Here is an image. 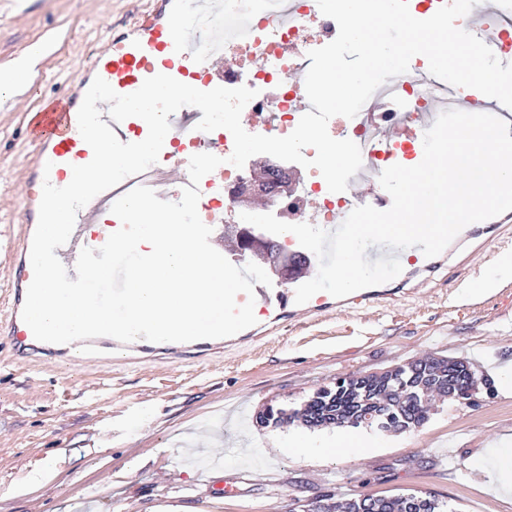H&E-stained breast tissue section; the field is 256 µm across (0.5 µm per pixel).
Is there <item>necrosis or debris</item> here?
<instances>
[{
	"label": "necrosis or debris",
	"mask_w": 512,
	"mask_h": 512,
	"mask_svg": "<svg viewBox=\"0 0 512 512\" xmlns=\"http://www.w3.org/2000/svg\"><path fill=\"white\" fill-rule=\"evenodd\" d=\"M223 24L231 31L240 25L245 28L244 36L232 33L225 46L239 48L246 59L261 62L247 74L237 65L224 71L225 87L245 85L257 91L242 111L243 128L251 129L253 113L269 112L274 116L271 133L289 135L304 113L299 98L309 67V45L332 40L337 23L321 13L317 0H294L293 16L286 22L267 7L266 0H224ZM456 25L470 32L479 25L493 31L489 46L495 56L512 58V5L503 13H487L482 5H474L472 15L458 19ZM469 95V89L439 79L416 81L399 75L382 85L364 109L371 112L385 106L392 112H431L437 98ZM351 205L349 198L329 191L319 170L313 168L291 195L275 200L273 208L292 223L330 224Z\"/></svg>",
	"instance_id": "1"
}]
</instances>
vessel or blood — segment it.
Wrapping results in <instances>:
<instances>
[{
	"label": "vessel or blood",
	"mask_w": 512,
	"mask_h": 512,
	"mask_svg": "<svg viewBox=\"0 0 512 512\" xmlns=\"http://www.w3.org/2000/svg\"><path fill=\"white\" fill-rule=\"evenodd\" d=\"M194 10L198 16L210 19L211 27L200 28L181 15H172L167 21L143 28L139 37L117 43L103 56L96 57L91 69L119 94L126 95L137 91L143 82L162 73L185 81L186 72L183 63L186 59L203 56L210 70L209 77L202 83L203 90L218 87L214 75L224 69V30L216 26L215 21L224 14V0H194ZM81 98L71 96L48 102L33 114L30 120L31 132L36 144V168L48 170L50 182L57 187L66 186L72 179V168L88 163L92 150L83 140L77 124V113ZM202 116L201 110L189 106L169 115L172 137L165 140L162 156H170L179 146L202 147L203 151L223 156L224 135L220 132H203L196 125ZM358 122L371 128L370 140L360 145L362 156L369 157L381 146H401L409 165H417L423 158V139L420 129L430 128L436 119L435 113H423L418 123H411L408 113L397 112L392 122L379 123L373 112H361L356 116ZM121 142H139L146 138L148 126L138 117H130L111 125ZM186 187L190 184L188 166L177 163L163 170L156 195L159 199H168L170 185ZM128 182L104 191L79 210L74 230L68 242L56 248L55 253L68 271L69 279H76L75 265L79 252L88 247H102L108 237L120 226V220L112 213L113 203L129 192ZM512 223V210L507 211L502 220L486 224L473 223L465 227L444 253L436 257H425L420 248L409 247L392 251L387 247H369L366 256L374 261L379 258L398 257L402 267L408 268L410 277H429L437 268L443 266L449 256L462 249L467 242L486 240L487 236L498 232L502 225ZM33 240L31 229H24L20 238L21 259L18 276L11 285L7 301V313L0 317V343L5 344L11 358L37 365L44 359L65 357L70 353L68 345L41 342L35 339L30 328L22 321L21 311L27 289L33 278L30 262V250ZM274 252H287L298 262L301 268L317 266L318 260L310 251L300 246L296 236L281 240L280 236H270ZM302 280L292 276L287 287L255 285V305L267 315L287 312L289 317L298 318L307 313L332 314L359 303L384 302L388 293L382 288H366L344 298H329L321 291L305 304L295 302V291ZM97 352L94 362L108 366L115 361L138 362L151 355L162 361H175L195 353L200 362H207L210 355L223 347L220 339H203L187 343H153L143 339L123 344L110 337L93 339Z\"/></svg>",
	"instance_id": "b4317fda"
}]
</instances>
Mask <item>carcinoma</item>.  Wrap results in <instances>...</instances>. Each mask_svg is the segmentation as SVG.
Masks as SVG:
<instances>
[{
    "instance_id": "carcinoma-1",
    "label": "carcinoma",
    "mask_w": 512,
    "mask_h": 512,
    "mask_svg": "<svg viewBox=\"0 0 512 512\" xmlns=\"http://www.w3.org/2000/svg\"><path fill=\"white\" fill-rule=\"evenodd\" d=\"M477 380L476 374L457 366L455 360L431 356L370 382L344 378L333 388L318 390L297 410H271L270 422H297L309 429L334 425L401 433L428 420L432 406L424 400L425 392L450 383L465 392ZM367 410L381 413L380 424L368 425L362 420ZM317 512H448V507L430 495L415 493L336 501L329 496Z\"/></svg>"
}]
</instances>
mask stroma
Wrapping results in <instances>:
<instances>
[{
	"mask_svg": "<svg viewBox=\"0 0 512 512\" xmlns=\"http://www.w3.org/2000/svg\"><path fill=\"white\" fill-rule=\"evenodd\" d=\"M192 0H0V66L27 61L26 82L0 103V299L34 195L36 145L29 119L73 94L75 79L114 41L132 38ZM512 255V233L495 237L426 285L382 304L306 322L282 320L250 344L224 348L207 365L141 362L106 372L47 360L37 369L0 353V512H290L338 498L430 493L451 512H512V494L490 489L480 464L487 440L512 442V276L479 291ZM431 354L465 361L484 379L476 404L442 402L422 427L361 430L366 456L313 460L277 449L295 426H262L266 406L297 408L340 377L383 371ZM35 468L43 487L27 489ZM236 497L220 496L225 482Z\"/></svg>",
	"mask_w": 512,
	"mask_h": 512,
	"instance_id": "stroma-1",
	"label": "stroma"
}]
</instances>
